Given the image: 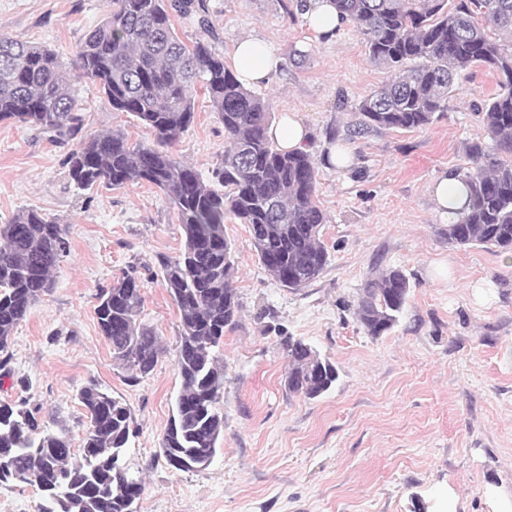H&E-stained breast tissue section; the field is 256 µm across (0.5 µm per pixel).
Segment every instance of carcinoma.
<instances>
[{
	"label": "carcinoma",
	"instance_id": "cac0c4a2",
	"mask_svg": "<svg viewBox=\"0 0 512 512\" xmlns=\"http://www.w3.org/2000/svg\"><path fill=\"white\" fill-rule=\"evenodd\" d=\"M341 18L364 36L370 59L389 76L359 102L353 133L416 130L447 108L456 76L476 65L499 76L498 91L481 107L483 136L468 145L471 166L453 176L465 183L469 208L448 225V243L512 250V0H334ZM105 20L77 48L72 68L99 86L112 108L136 117L152 145L128 143L121 132L81 139L66 157L82 190L149 183L170 201L184 232L162 277L179 312L176 367L180 389L161 438L167 465L206 468L224 432V330L240 314L232 244L224 220L249 227L258 260L292 291L322 274L326 216L315 201L316 170L305 152L283 153L267 136L269 105L242 86L224 58L205 43L180 39L172 18L209 25L205 0H111ZM208 94L230 147L210 176L179 161L172 146L194 122L197 89ZM44 130L82 129L74 91L57 55L0 35V123ZM62 225L35 208L0 224V370L11 360L14 329L54 286L67 252ZM411 285L399 269L368 280L356 309L371 336L394 327ZM140 281L127 272L97 295L95 315L127 381L148 376L164 352L154 328L138 320ZM288 392L307 399L328 392L336 366L300 339L283 343ZM88 419L73 448L66 425L50 432L27 403L0 402V484L35 487L38 512H137L144 490L127 450L136 427L131 409L91 381L76 395Z\"/></svg>",
	"mask_w": 512,
	"mask_h": 512
}]
</instances>
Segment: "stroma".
Masks as SVG:
<instances>
[{
  "mask_svg": "<svg viewBox=\"0 0 512 512\" xmlns=\"http://www.w3.org/2000/svg\"><path fill=\"white\" fill-rule=\"evenodd\" d=\"M208 27L175 20L186 43L222 56L251 35L277 49L275 79L256 95L274 115L292 109L312 129L316 201L328 263L301 290L282 288L260 264L247 225L226 219L235 250L241 305L224 332V432L203 470L179 472L160 440L180 387L175 361L179 313L160 263L178 255L184 233L167 197L147 183L82 191L65 166L77 139L24 124H0V224L27 207L64 225L69 252L53 291L15 330L11 374L0 400L26 399L42 425L83 434L77 392L98 381L123 399L137 423L128 463L141 470L138 512H491L512 505V255L449 244L448 221L431 186L468 164L466 146L482 136L479 107L498 90L484 67L458 75L448 107L426 127L363 137L348 131L358 103L386 80L362 35L346 25L316 38L296 0H206ZM109 0H0V35L53 50L83 117L82 136L122 131L153 144L151 131L71 67ZM351 147V168L326 157ZM227 142L204 93L175 155L208 172ZM397 268L411 288L397 324L374 337L355 311L367 282ZM140 279L139 320L165 352L138 383L126 381L101 335L96 293L122 273ZM303 339L336 366L334 387L316 399L290 394L284 337ZM29 381L17 385V378Z\"/></svg>",
  "mask_w": 512,
  "mask_h": 512,
  "instance_id": "obj_1",
  "label": "stroma"
}]
</instances>
